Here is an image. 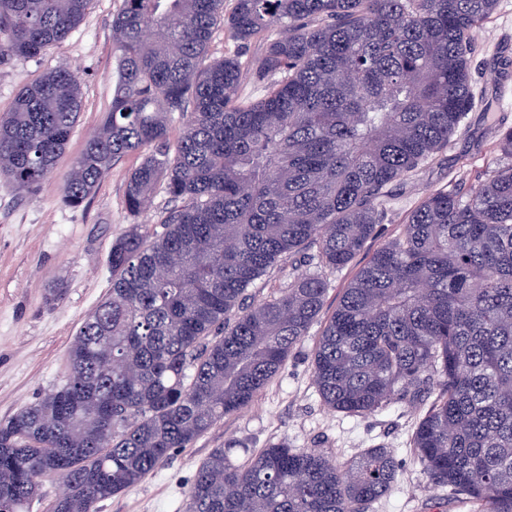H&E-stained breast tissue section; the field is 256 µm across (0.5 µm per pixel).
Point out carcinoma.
I'll return each mask as SVG.
<instances>
[{"mask_svg": "<svg viewBox=\"0 0 512 512\" xmlns=\"http://www.w3.org/2000/svg\"><path fill=\"white\" fill-rule=\"evenodd\" d=\"M90 2L0 0V62L62 43ZM497 2L234 0L226 13L224 0H122L118 88L64 200L80 205L139 154L129 216L159 188L177 206L161 229L112 241V290L80 328L66 382L0 422V512H30L45 476L67 485L48 512H96L260 395L317 321L329 276L376 237L388 187L466 127L471 33ZM221 24L262 50L206 62ZM246 68L264 83L256 101L240 96ZM80 109L68 69L25 86L0 116V178L37 187ZM496 151L485 177L425 196L370 254L313 356L333 411L427 402L415 456L470 512H512V126ZM311 244L307 270L251 300L255 280ZM233 447L200 465L187 512H368L397 480L384 447L345 464L286 440L242 462Z\"/></svg>", "mask_w": 512, "mask_h": 512, "instance_id": "obj_1", "label": "carcinoma"}]
</instances>
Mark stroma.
<instances>
[{"instance_id": "stroma-1", "label": "stroma", "mask_w": 512, "mask_h": 512, "mask_svg": "<svg viewBox=\"0 0 512 512\" xmlns=\"http://www.w3.org/2000/svg\"><path fill=\"white\" fill-rule=\"evenodd\" d=\"M122 0H92L84 19L61 44L40 56L0 62V116L10 111L26 85L56 68L73 71L82 106L74 133L56 168L31 193L0 179V420L8 419L65 383L69 348L84 320L112 288L107 256L113 240L133 221L158 224L172 203L156 192L139 219L125 209L124 190L139 164L136 155L114 165L78 206L63 200V184L90 134L110 109L117 83L118 55L112 47V16ZM474 89L482 107L470 113L465 131L419 172L391 186V206L373 246L399 234L408 213L427 194L475 181L493 165L498 125L512 126V99L503 97L502 78L512 79V0H498L493 15L473 35ZM359 269L350 264L332 274L321 320L290 353L284 367L254 403L224 418L188 448L175 451L137 485L103 500L97 512H185L189 486L213 449L238 441L241 461L281 439L345 463L383 445L394 453L397 481L369 512H465L445 492L431 493L409 446L423 407L404 397L383 411L350 416L327 410L312 377L315 341ZM62 296L50 300L52 288Z\"/></svg>"}]
</instances>
